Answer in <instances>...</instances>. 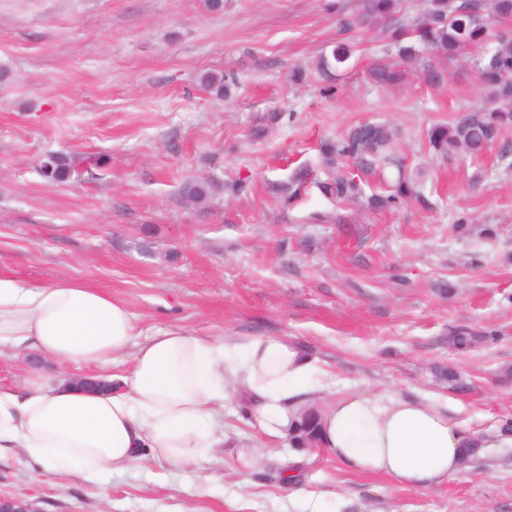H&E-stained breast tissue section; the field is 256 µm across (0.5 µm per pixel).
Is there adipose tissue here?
Wrapping results in <instances>:
<instances>
[{"mask_svg":"<svg viewBox=\"0 0 512 512\" xmlns=\"http://www.w3.org/2000/svg\"><path fill=\"white\" fill-rule=\"evenodd\" d=\"M135 336L127 304L109 291L66 276L26 284L0 275V345L90 367L104 383L50 385L31 368L22 384L0 387V455L19 448L59 478L88 481L129 471L147 453L173 468L195 465L224 446V407L234 400L274 442L314 415L319 446L337 462L408 488L461 474L463 449L479 441L427 397L328 396L316 358L287 336ZM122 361L128 370L111 373Z\"/></svg>","mask_w":512,"mask_h":512,"instance_id":"1","label":"adipose tissue"}]
</instances>
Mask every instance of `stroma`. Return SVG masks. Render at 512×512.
<instances>
[{
	"label": "stroma",
	"instance_id": "stroma-1",
	"mask_svg": "<svg viewBox=\"0 0 512 512\" xmlns=\"http://www.w3.org/2000/svg\"><path fill=\"white\" fill-rule=\"evenodd\" d=\"M331 0H0V272L46 283L61 276L111 291L138 333L168 327L199 336L296 338L333 390H394L447 404L452 419L490 438L463 473L430 490L346 469L305 449L302 494L281 481L295 454L262 443L246 487L216 449L202 469L145 459L99 482L45 474L21 452L0 457V492L41 512H305L304 492L346 494L351 512H512V131L479 160L431 161L422 137L482 95L469 69L439 88L407 76L373 88L366 67L384 37L358 32L336 96L321 93L316 59L339 31ZM302 77H295V70ZM235 73L230 97L202 72ZM285 113L265 138L252 129ZM402 128L411 165L429 168L431 210L342 206L309 187L295 202L272 192L317 146L349 125ZM68 156L74 174L40 169ZM225 190L186 202L185 179ZM246 180L234 196L227 184ZM474 216L457 233L458 214ZM490 327L492 341L460 352L457 325ZM457 371L462 386L438 382ZM42 172L47 178L62 182L71 177L73 168L67 157L51 155L49 159L42 164Z\"/></svg>",
	"mask_w": 512,
	"mask_h": 512
}]
</instances>
